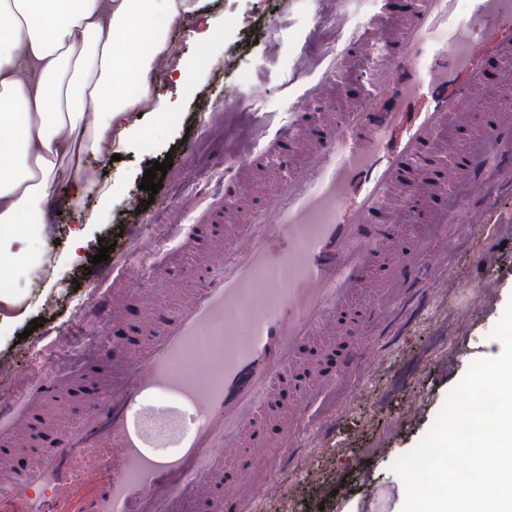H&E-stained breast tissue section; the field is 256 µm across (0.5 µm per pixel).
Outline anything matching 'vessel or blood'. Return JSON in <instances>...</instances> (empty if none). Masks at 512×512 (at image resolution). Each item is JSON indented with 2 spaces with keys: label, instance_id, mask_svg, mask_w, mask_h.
<instances>
[{
  "label": "vessel or blood",
  "instance_id": "1",
  "mask_svg": "<svg viewBox=\"0 0 512 512\" xmlns=\"http://www.w3.org/2000/svg\"><path fill=\"white\" fill-rule=\"evenodd\" d=\"M457 0H422L406 20L399 48L376 65L363 100L344 124L323 116L324 137L310 139L302 121L265 124L262 145L272 153L292 145L302 165L282 180L270 200L238 221L234 238L211 226L180 225L179 250L198 239L197 288L180 295L167 320L151 326L150 341L127 348V360L82 412L53 432L54 448L16 472L8 447L28 438L49 402L77 397L70 375L45 367L23 404H0V504L13 512H55L77 485L98 482L101 492L81 512H224L256 498L258 489L229 469L226 454L250 442V458L272 469L271 444L252 433L272 398L286 389L285 372L298 366L304 340L337 333L336 318L368 288L384 292L413 270L420 248L388 240L365 221L376 211L406 223L416 190L437 182L417 167L442 130L468 117L469 104L492 106L476 62L502 28H512V0H473L466 16ZM512 142V115L500 114L462 147H449L450 182L474 188L488 157ZM163 264L113 269L126 297L138 295ZM123 299L100 295L92 309L101 323L116 319ZM330 377L320 373L303 402L279 413L293 434ZM38 485L53 498L33 495Z\"/></svg>",
  "mask_w": 512,
  "mask_h": 512
}]
</instances>
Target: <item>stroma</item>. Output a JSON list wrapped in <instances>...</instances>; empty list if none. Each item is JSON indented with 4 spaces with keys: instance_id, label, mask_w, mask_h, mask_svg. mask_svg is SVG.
<instances>
[{
    "instance_id": "1",
    "label": "stroma",
    "mask_w": 512,
    "mask_h": 512,
    "mask_svg": "<svg viewBox=\"0 0 512 512\" xmlns=\"http://www.w3.org/2000/svg\"><path fill=\"white\" fill-rule=\"evenodd\" d=\"M420 0H206L224 31L205 54L191 40L195 17H186L168 35L170 49L155 64L154 86L167 106L141 109L139 137L123 148L103 143L110 166L86 161L87 185L80 200L56 216L51 237L40 240L46 262L41 277L17 274L13 258L0 257V289L19 291L28 311L0 326V400L23 399L27 383L42 364L58 362L75 337L76 323H90L92 283L112 291L113 266L135 256L161 259V246L177 225L190 224L222 177L226 164L251 147L268 120L287 123L290 113L307 112L312 134L321 116L336 119L365 90L357 77L362 47L353 39L369 18L385 9L391 26L383 37L398 41V27ZM356 65L332 68L337 52ZM204 56L188 82L170 80V67ZM336 83L325 98L310 89L328 72ZM172 159L157 194L140 187L147 163ZM285 172L275 157L239 172L249 188L237 195L244 212L259 210ZM487 196L470 194L461 209L474 210L484 226L461 230L459 211L448 207L453 186H445L412 215L402 240L439 252V266L407 276L390 291L384 313L365 318L353 332L363 358L335 371L334 383L313 406L297 436V449L277 462L276 474L257 500V512H393L405 496L392 463L415 447L440 412L448 392L472 362L500 354L490 332L512 301V164L491 157L485 171ZM138 209H131V202ZM96 211L85 225L80 262H62V243L78 211ZM448 221L434 224L430 213ZM109 258L93 263L99 245ZM146 299L127 298L119 318L105 330L112 341L145 339L141 324Z\"/></svg>"
}]
</instances>
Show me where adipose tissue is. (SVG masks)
Segmentation results:
<instances>
[{"mask_svg":"<svg viewBox=\"0 0 512 512\" xmlns=\"http://www.w3.org/2000/svg\"><path fill=\"white\" fill-rule=\"evenodd\" d=\"M202 2L0 0V254H23L32 235H48L60 187L82 197L85 160L104 140L133 139L169 27L200 13ZM151 6L165 27L135 28ZM143 39L135 98L117 92L112 76L127 65L121 43ZM31 216L37 224L28 231L22 224Z\"/></svg>","mask_w":512,"mask_h":512,"instance_id":"adipose-tissue-1","label":"adipose tissue"}]
</instances>
